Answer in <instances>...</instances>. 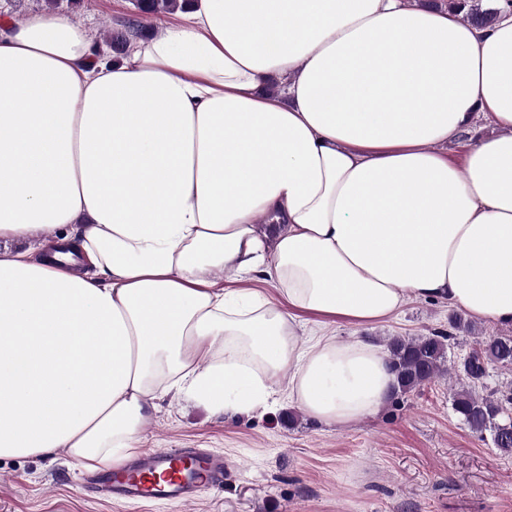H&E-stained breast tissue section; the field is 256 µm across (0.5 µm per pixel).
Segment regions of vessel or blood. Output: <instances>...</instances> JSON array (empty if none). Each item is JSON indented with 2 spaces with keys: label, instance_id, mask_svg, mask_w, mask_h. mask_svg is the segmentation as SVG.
Masks as SVG:
<instances>
[{
  "label": "vessel or blood",
  "instance_id": "obj_1",
  "mask_svg": "<svg viewBox=\"0 0 512 512\" xmlns=\"http://www.w3.org/2000/svg\"><path fill=\"white\" fill-rule=\"evenodd\" d=\"M224 459L203 448H168L133 457L94 482L106 498L187 502L222 481Z\"/></svg>",
  "mask_w": 512,
  "mask_h": 512
}]
</instances>
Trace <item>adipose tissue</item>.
Returning a JSON list of instances; mask_svg holds the SVG:
<instances>
[{"label": "adipose tissue", "mask_w": 512, "mask_h": 512, "mask_svg": "<svg viewBox=\"0 0 512 512\" xmlns=\"http://www.w3.org/2000/svg\"><path fill=\"white\" fill-rule=\"evenodd\" d=\"M492 2L476 26L418 0H195L143 15L118 63L67 15L0 23V458L116 464L169 394L250 412L284 373L342 427L395 376L327 321L414 298L512 324V9ZM477 116L500 133L474 145Z\"/></svg>", "instance_id": "ef3b65f1"}]
</instances>
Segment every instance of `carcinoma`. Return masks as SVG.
I'll use <instances>...</instances> for the list:
<instances>
[{"mask_svg":"<svg viewBox=\"0 0 512 512\" xmlns=\"http://www.w3.org/2000/svg\"><path fill=\"white\" fill-rule=\"evenodd\" d=\"M446 4L464 14V18L475 25L484 26L495 20L497 10L491 6L471 4L469 0H445ZM190 0H137L136 8L141 13L160 15L185 8ZM147 31L134 24L112 35V45L119 54L128 52L131 37H144ZM474 333V326L460 315L448 320V332L433 333L429 336L389 339L387 347L393 370L397 378L395 393L405 395L417 388L435 381L445 373L450 346L457 343L459 333ZM450 370L463 383L453 394V410L463 423L474 433L490 432L492 444L502 456H512V416L507 415L512 405V388L488 390L489 370L512 369V335L502 333L496 336H476L469 351Z\"/></svg>","mask_w":512,"mask_h":512,"instance_id":"carcinoma-1","label":"carcinoma"}]
</instances>
